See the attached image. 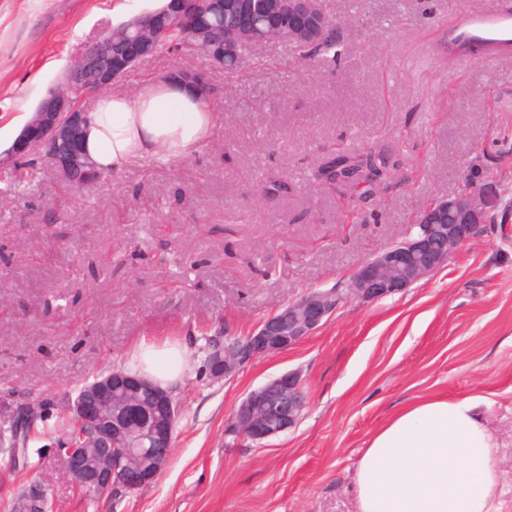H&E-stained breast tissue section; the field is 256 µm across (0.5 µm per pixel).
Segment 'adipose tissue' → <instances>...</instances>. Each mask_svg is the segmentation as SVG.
<instances>
[{
  "label": "adipose tissue",
  "instance_id": "obj_1",
  "mask_svg": "<svg viewBox=\"0 0 512 512\" xmlns=\"http://www.w3.org/2000/svg\"><path fill=\"white\" fill-rule=\"evenodd\" d=\"M218 118L194 92L174 81L149 82L136 94L99 96L83 127L84 149L103 171L120 173L153 161L193 156ZM188 339L144 336L125 369L163 387L190 369ZM487 397L430 396L390 417L356 464L357 512H492L498 474Z\"/></svg>",
  "mask_w": 512,
  "mask_h": 512
}]
</instances>
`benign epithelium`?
Returning <instances> with one entry per match:
<instances>
[{
    "mask_svg": "<svg viewBox=\"0 0 512 512\" xmlns=\"http://www.w3.org/2000/svg\"><path fill=\"white\" fill-rule=\"evenodd\" d=\"M288 17L266 9L260 0H196L199 15L194 35L202 38L210 19L231 13L239 22L248 49L280 42L288 27L290 44H300L328 16L321 0H282ZM188 0H168L151 24L133 22L123 36V52L112 53L94 44L69 68L62 84L49 88L12 145L0 154V171L29 156L41 157L54 176L73 188L86 187L92 170L83 149L82 128L91 97L112 88L129 69L154 55L155 30L169 15L183 12ZM497 197L483 188L444 198L422 207L417 232L364 262L353 274L348 296L373 302L402 293L448 265L459 248L485 230ZM343 300L336 291H309L263 319L238 344L224 347L218 372L235 376L249 360L284 351L313 335ZM306 407L299 373L285 372L252 390L234 413V432L260 443L294 427ZM180 403L172 392L151 382L112 369L85 382L75 392L69 413L77 441L60 449L75 486L104 495L127 494L151 483L167 459L156 449L170 447Z\"/></svg>",
    "mask_w": 512,
    "mask_h": 512,
    "instance_id": "7a95c632",
    "label": "benign epithelium"
}]
</instances>
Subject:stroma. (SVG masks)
Here are the masks:
<instances>
[{"label": "stroma", "instance_id": "35a3bbf8", "mask_svg": "<svg viewBox=\"0 0 512 512\" xmlns=\"http://www.w3.org/2000/svg\"><path fill=\"white\" fill-rule=\"evenodd\" d=\"M512 0H322L345 54L305 67L273 42L264 67L235 81L210 71L219 119L192 157L63 186L45 169L0 181V417L38 406L20 473L0 469V503L27 481L51 512H355L352 481L370 436L402 405L481 394L498 438L493 505L512 512V207L447 267L405 292L363 303L356 268L414 233L425 204L464 182L512 188V57L449 64L441 40L457 12ZM152 0H0V149L47 88L116 24ZM162 52L118 86L132 93L180 67ZM395 150L389 190L359 218L313 178L329 146ZM501 172L486 179L483 166ZM286 183L269 193L266 180ZM309 290L344 299L309 338L213 374L205 343L245 337ZM142 336L189 337L193 368L173 448L157 479L123 498L79 494L58 455L56 423L75 390L120 367ZM300 372L307 407L261 443L233 431L253 389Z\"/></svg>", "mask_w": 512, "mask_h": 512}]
</instances>
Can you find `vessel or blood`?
Segmentation results:
<instances>
[{"label": "vessel or blood", "instance_id": "obj_1", "mask_svg": "<svg viewBox=\"0 0 512 512\" xmlns=\"http://www.w3.org/2000/svg\"><path fill=\"white\" fill-rule=\"evenodd\" d=\"M476 48L487 58L512 56V12L503 8L458 12L445 43L448 58L466 61Z\"/></svg>", "mask_w": 512, "mask_h": 512}]
</instances>
